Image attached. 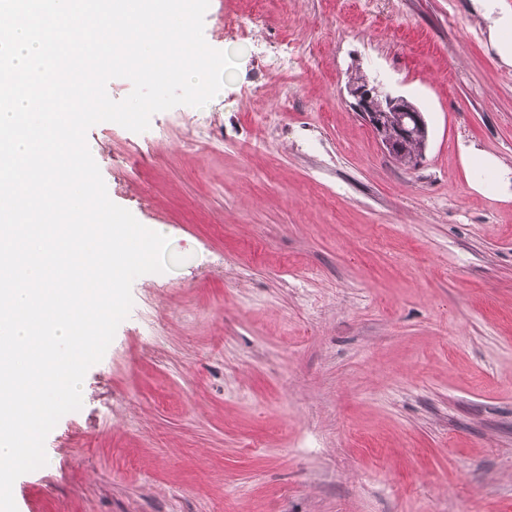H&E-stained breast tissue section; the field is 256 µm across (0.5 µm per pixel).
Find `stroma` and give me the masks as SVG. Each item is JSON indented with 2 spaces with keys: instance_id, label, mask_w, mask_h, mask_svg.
I'll use <instances>...</instances> for the list:
<instances>
[{
  "instance_id": "1",
  "label": "stroma",
  "mask_w": 512,
  "mask_h": 512,
  "mask_svg": "<svg viewBox=\"0 0 512 512\" xmlns=\"http://www.w3.org/2000/svg\"><path fill=\"white\" fill-rule=\"evenodd\" d=\"M489 24L478 0H210L235 78L87 132L110 200L183 262L135 279L17 512H512V66ZM355 70L422 110L417 169L351 110Z\"/></svg>"
}]
</instances>
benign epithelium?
Here are the masks:
<instances>
[{
	"label": "benign epithelium",
	"instance_id": "1",
	"mask_svg": "<svg viewBox=\"0 0 512 512\" xmlns=\"http://www.w3.org/2000/svg\"><path fill=\"white\" fill-rule=\"evenodd\" d=\"M347 92L353 111L370 126L388 156L407 169L420 166L428 143L421 110L364 77L348 83Z\"/></svg>",
	"mask_w": 512,
	"mask_h": 512
}]
</instances>
